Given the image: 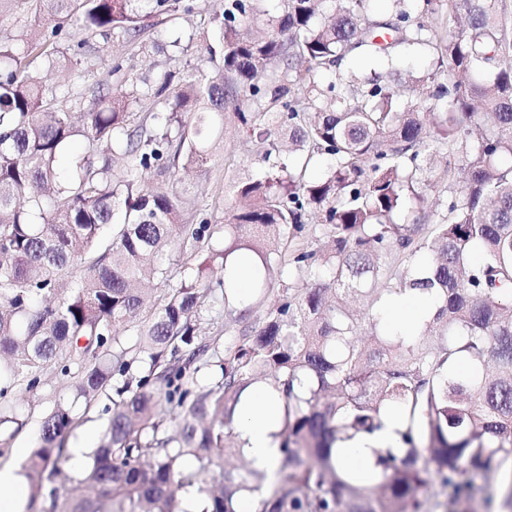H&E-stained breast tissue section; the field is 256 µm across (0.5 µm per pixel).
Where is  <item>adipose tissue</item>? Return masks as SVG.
<instances>
[{
	"label": "adipose tissue",
	"instance_id": "1",
	"mask_svg": "<svg viewBox=\"0 0 512 512\" xmlns=\"http://www.w3.org/2000/svg\"><path fill=\"white\" fill-rule=\"evenodd\" d=\"M434 307L433 300L405 295L386 302L382 313L402 330L429 317ZM276 404L264 389L253 388L243 395V404L238 414L237 432L249 459L255 466L274 471L279 458V442L276 434L280 421L275 411ZM402 421L397 413L385 415L380 431L353 439L340 452L342 459L353 467H367L377 450L393 445Z\"/></svg>",
	"mask_w": 512,
	"mask_h": 512
}]
</instances>
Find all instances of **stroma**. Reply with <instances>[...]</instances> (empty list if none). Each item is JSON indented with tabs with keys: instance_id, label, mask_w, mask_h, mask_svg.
I'll return each mask as SVG.
<instances>
[{
	"instance_id": "1",
	"label": "stroma",
	"mask_w": 512,
	"mask_h": 512,
	"mask_svg": "<svg viewBox=\"0 0 512 512\" xmlns=\"http://www.w3.org/2000/svg\"><path fill=\"white\" fill-rule=\"evenodd\" d=\"M211 6L212 0H180L177 12L146 28L134 41L121 35L87 36L86 58L81 65L64 75L42 71V80L52 88L69 85L80 90V97L61 98L57 104L73 112H84L93 107L91 91L99 85H109L117 95L130 90L132 82L155 79L164 71L183 75L198 63L195 42L206 33L203 20ZM180 31L188 33L187 41L176 42L175 36ZM261 168L259 146L239 126L233 110H226L224 147L206 170L194 174L179 212V223L196 224L205 215L215 221L223 220L232 199V183L241 174H253ZM60 402L72 403L80 419L79 426L66 440L67 448L79 447L87 453L97 445L112 415L111 393L100 394L87 408L83 403L73 402L68 380L57 378L30 393L22 389L11 393L9 404L23 426L13 437L6 454L0 457V468L9 466L21 471L22 449L36 446L44 415Z\"/></svg>"
}]
</instances>
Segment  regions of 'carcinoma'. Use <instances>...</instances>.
Listing matches in <instances>:
<instances>
[{
    "label": "carcinoma",
    "instance_id": "carcinoma-1",
    "mask_svg": "<svg viewBox=\"0 0 512 512\" xmlns=\"http://www.w3.org/2000/svg\"><path fill=\"white\" fill-rule=\"evenodd\" d=\"M260 2L219 0L179 87L170 74L134 84L77 120L41 71L81 64L78 33L134 40L141 5L163 14L179 0H0V22L23 4L34 13L0 36V456L19 430L5 410L13 389L61 376L88 404L113 389L112 416L74 476L90 494L75 496L56 480L78 418L60 402L45 414L23 465L33 512H184L190 492L201 512H436L487 488L512 512V0H388L391 23L369 20L372 0H281L275 14ZM409 46L434 53L446 82L343 68H391ZM264 91L271 107L238 105ZM230 104L264 167L235 183L208 264H167L166 249L194 250L215 228L177 223L182 177L158 193L145 174L204 170ZM444 147L466 177L422 237ZM309 215L321 246L289 250ZM242 274L266 313L221 353L201 324L220 300L233 333ZM142 281L166 288L153 300ZM404 294L436 301L409 335L381 315ZM256 383L281 398L273 474L226 446ZM391 410L404 419L397 449L379 451L370 475L338 468L337 445L374 434Z\"/></svg>",
    "mask_w": 512,
    "mask_h": 512
}]
</instances>
